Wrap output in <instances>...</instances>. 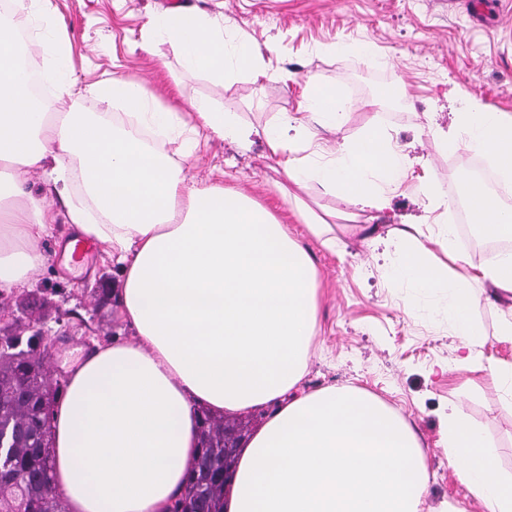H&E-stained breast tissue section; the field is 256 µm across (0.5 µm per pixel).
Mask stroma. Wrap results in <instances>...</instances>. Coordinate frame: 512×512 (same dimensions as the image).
Segmentation results:
<instances>
[{"mask_svg": "<svg viewBox=\"0 0 512 512\" xmlns=\"http://www.w3.org/2000/svg\"><path fill=\"white\" fill-rule=\"evenodd\" d=\"M49 5L70 38L68 77L76 87L121 74L142 83L162 105L203 98L260 128L296 111L305 86H337L354 105L329 140L340 143L368 125H381L409 154L416 173H430L452 198L470 172L472 153L446 150L442 137L462 99L473 95L492 110L512 114V0H486L478 17L469 0H50ZM184 7L223 14L225 35L263 47L268 79L255 83L242 76L226 84L182 73L175 57L162 64L143 51L150 15ZM357 39L374 42L390 66L324 51L325 45ZM176 82L177 96L171 91ZM386 84L400 87L401 96L374 102ZM182 167L188 185L233 186L270 206L310 250L322 297L305 389L348 385L378 396L421 436L432 504L449 498L468 512H483L438 445L441 414L448 402H462L496 444L503 473L512 474V403L486 375L459 365V340L444 298L420 297L415 311L407 312L405 288L385 275L394 254L371 251L360 236L341 230L332 251L309 237L276 193L281 175L262 142L246 151L218 140L203 143ZM68 235L67 225L59 223L41 242L44 264L33 283L65 313L62 322L42 323L47 365L60 380L73 349L128 333L114 307L98 302L100 284L117 286L111 261L99 253L89 268L66 266L59 242ZM473 317L483 333L477 354L512 361V343L497 338L500 309L482 304Z\"/></svg>", "mask_w": 512, "mask_h": 512, "instance_id": "obj_1", "label": "stroma"}]
</instances>
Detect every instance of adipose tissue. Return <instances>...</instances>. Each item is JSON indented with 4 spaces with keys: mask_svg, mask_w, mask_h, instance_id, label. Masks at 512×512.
<instances>
[{
    "mask_svg": "<svg viewBox=\"0 0 512 512\" xmlns=\"http://www.w3.org/2000/svg\"><path fill=\"white\" fill-rule=\"evenodd\" d=\"M18 30L0 20V292L31 287L43 262L37 243L62 221L111 260L115 307L132 332L98 343L67 369L51 428L53 483L67 512H170L198 462L202 412L265 408L264 426L239 451L224 512H467L450 500L429 505L426 453L403 417L361 389H304L319 310L314 260L242 190L188 186L180 160L192 148L181 135L201 131L241 146L262 140L284 175L280 197L294 201L296 221L329 249L330 223L297 194L316 187L341 199L352 231L394 250L388 276L408 288L409 302L446 297L461 367L488 372L511 394L512 363L473 351L480 330L471 312L482 302L500 308L498 335L512 342V252L467 267L455 225L384 232L362 223L410 182L428 211L447 209L448 195L415 179L381 128L333 147L315 142L310 126L332 131L346 114L334 86L307 88L299 112L261 128L204 100L184 112L161 106L120 76L88 87L101 112H51L31 93L14 50ZM148 32L143 50L168 45L186 72L222 82L267 75L261 49L227 42L219 16L165 11L149 19ZM446 143L485 156L512 180V114L466 97ZM34 171L76 184L79 196L56 211L28 190ZM462 198L484 238L512 240V208L482 180L467 179ZM439 445L484 512H512V477L501 476L497 447L458 403L447 406Z\"/></svg>",
    "mask_w": 512,
    "mask_h": 512,
    "instance_id": "ef3b65f1",
    "label": "adipose tissue"
}]
</instances>
